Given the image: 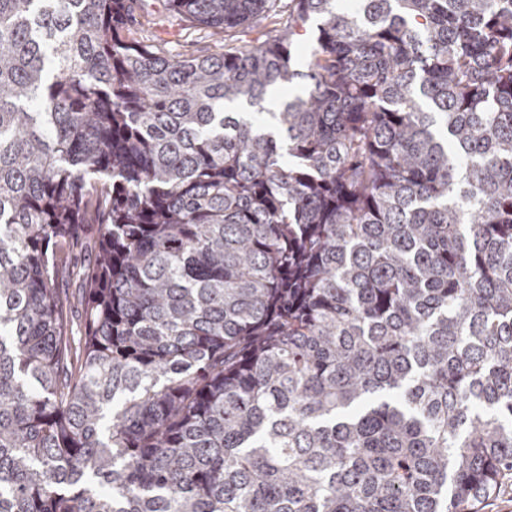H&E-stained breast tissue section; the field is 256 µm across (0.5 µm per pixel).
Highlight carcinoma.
Wrapping results in <instances>:
<instances>
[{
  "label": "carcinoma",
  "mask_w": 512,
  "mask_h": 512,
  "mask_svg": "<svg viewBox=\"0 0 512 512\" xmlns=\"http://www.w3.org/2000/svg\"><path fill=\"white\" fill-rule=\"evenodd\" d=\"M165 7L279 28L186 57L127 39L129 0H0V512H482L512 473V0ZM96 228L97 225H88L86 238L82 246L78 247L73 254L71 261V268L75 271L82 269L93 264L95 258V241H96Z\"/></svg>",
  "instance_id": "carcinoma-1"
}]
</instances>
